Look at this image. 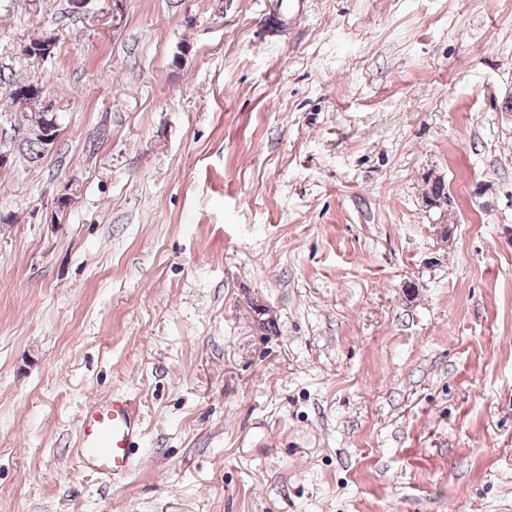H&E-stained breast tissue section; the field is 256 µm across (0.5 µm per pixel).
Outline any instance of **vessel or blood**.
Segmentation results:
<instances>
[{"label":"vessel or blood","mask_w":512,"mask_h":512,"mask_svg":"<svg viewBox=\"0 0 512 512\" xmlns=\"http://www.w3.org/2000/svg\"><path fill=\"white\" fill-rule=\"evenodd\" d=\"M140 433L138 415L126 400L115 397L93 401L77 420L73 452L83 468L120 476L133 465Z\"/></svg>","instance_id":"obj_1"}]
</instances>
